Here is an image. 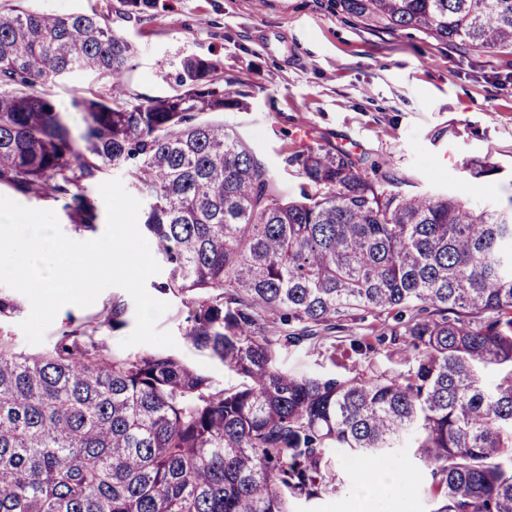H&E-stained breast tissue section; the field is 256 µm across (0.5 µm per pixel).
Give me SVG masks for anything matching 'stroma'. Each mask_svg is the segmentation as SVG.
Returning a JSON list of instances; mask_svg holds the SVG:
<instances>
[{"instance_id":"1","label":"stroma","mask_w":512,"mask_h":512,"mask_svg":"<svg viewBox=\"0 0 512 512\" xmlns=\"http://www.w3.org/2000/svg\"><path fill=\"white\" fill-rule=\"evenodd\" d=\"M124 2L0 0V10L28 6L110 17L113 31L135 50L122 85L139 101L176 94L173 76L183 58L212 61L217 78L247 91L245 107L226 108L223 119L266 161L282 196L295 197L303 181L286 157L305 146H321L369 154L411 193L501 206L512 202V48H451L413 29L372 30L332 11L328 0H157L140 19L125 18ZM112 84V78L77 72L44 91L77 127L81 121L73 98L110 95ZM472 160L491 167L492 175L471 176L464 165ZM0 194L30 208L53 210L62 232L76 241L97 238L106 229L103 208L93 230L77 232L62 201L4 185ZM155 297L169 305L158 327L173 334L174 354L219 383L233 384L223 363L184 339L180 298L160 291ZM116 299L126 306L125 323L100 333L111 350H119L134 329L135 304L118 287L103 291L89 307L64 306L46 342L64 329L98 320ZM279 360L295 372L328 377L351 375L353 368L342 345L332 360L305 349L282 351ZM377 465L405 469L409 489L364 500L347 482L322 499L291 502L292 512H428L423 475L411 452Z\"/></svg>"}]
</instances>
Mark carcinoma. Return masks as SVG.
<instances>
[{"instance_id":"obj_1","label":"carcinoma","mask_w":512,"mask_h":512,"mask_svg":"<svg viewBox=\"0 0 512 512\" xmlns=\"http://www.w3.org/2000/svg\"><path fill=\"white\" fill-rule=\"evenodd\" d=\"M156 0H126L139 18ZM372 30L512 47V0H330ZM132 46L94 14L0 11V184L97 219L93 188L123 169L181 297L183 336L239 383L166 352L109 353L88 321L29 353L0 330V512H290L338 491L342 459L414 449L429 512H512V204L411 195L364 154L306 148L282 198L231 127L216 65L181 61L180 93L135 103ZM74 71L115 79L77 96L75 134L37 91ZM21 310L0 291V320ZM393 367L337 380L277 364L307 341ZM114 299L100 325L124 324ZM354 327L360 328L357 329V332L360 334H365L371 337L370 339L374 343L376 351L378 352L373 355L374 361L381 365V363L385 360L384 352L389 348V341H386V343L383 344H379L375 341V336H371L373 334H377L376 330L380 328V321L371 314H364V320H357V323L354 325Z\"/></svg>"}]
</instances>
